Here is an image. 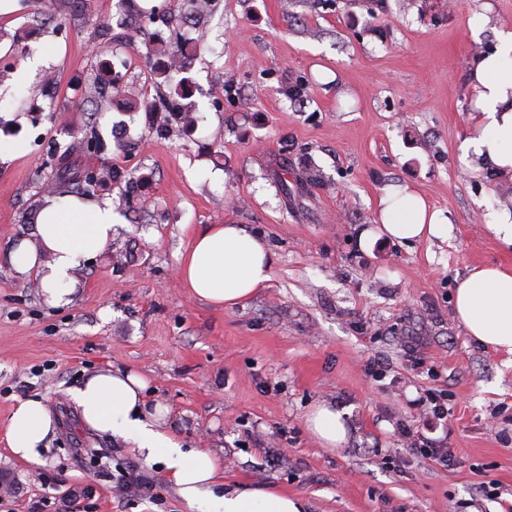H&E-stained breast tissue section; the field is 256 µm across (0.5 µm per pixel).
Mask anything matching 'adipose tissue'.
Returning a JSON list of instances; mask_svg holds the SVG:
<instances>
[{"label":"adipose tissue","instance_id":"adipose-tissue-1","mask_svg":"<svg viewBox=\"0 0 512 512\" xmlns=\"http://www.w3.org/2000/svg\"><path fill=\"white\" fill-rule=\"evenodd\" d=\"M475 108L464 151L473 153L475 171L512 172V34L494 50L480 54L469 73ZM376 227L360 240L386 237L399 244L447 240L451 222L431 209L410 185H392L378 200ZM118 219L111 198L73 194L44 197L33 240H20L5 261L19 276L35 274L48 305H69L76 270L107 248ZM273 256L265 243L238 224H213L196 235L180 256L179 276L191 294L215 307L235 306L252 298L271 279ZM454 309L468 336L512 354V271L495 265L472 267L456 288ZM143 376L101 369L71 391L86 428L117 438L172 483L191 512H304L287 492L267 487L234 488L216 494L224 480V462L209 448L184 447L168 427L170 410L146 395ZM323 445L336 447L346 437L341 415L331 405L314 406L306 418ZM56 421L39 399L18 400L6 426L11 452L39 461Z\"/></svg>","mask_w":512,"mask_h":512}]
</instances>
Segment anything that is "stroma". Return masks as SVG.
<instances>
[{
    "mask_svg": "<svg viewBox=\"0 0 512 512\" xmlns=\"http://www.w3.org/2000/svg\"><path fill=\"white\" fill-rule=\"evenodd\" d=\"M128 7L181 12L175 0H56L0 14V101L17 117L0 119V140L18 146L0 162V254L31 238L45 181L71 192L112 169L96 195H131L69 305L50 307L0 264V512L73 486L88 490L81 512H189L144 465L156 500L113 488L135 456L84 428L70 398L110 367L146 378L186 445L220 451L225 482L280 488L308 512H502L476 487L512 489V356L467 335L454 293L472 267L512 269L485 220L512 199V173L474 172L460 151L468 72L512 33V0H216L188 72L191 128L146 110L157 27L123 22ZM112 64L125 92L99 108L87 88ZM64 153L75 179L59 177ZM397 184L444 212L447 241L360 243ZM213 224L241 225L273 254L268 286L244 304L210 306L179 279L180 254ZM430 389L450 411L446 469L396 434L423 431ZM23 398L57 419L38 464L6 442ZM320 402L346 425L333 448L306 427Z\"/></svg>",
    "mask_w": 512,
    "mask_h": 512,
    "instance_id": "1",
    "label": "stroma"
}]
</instances>
